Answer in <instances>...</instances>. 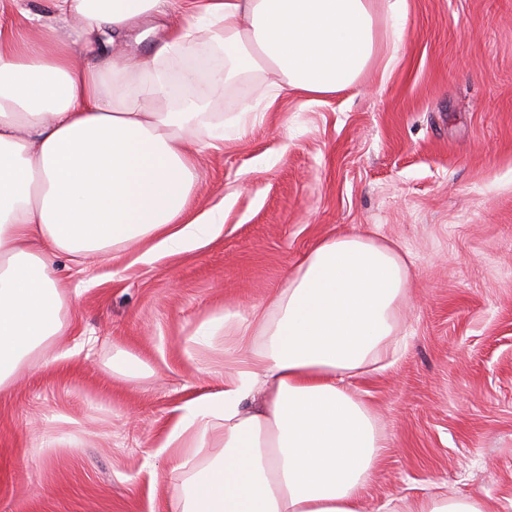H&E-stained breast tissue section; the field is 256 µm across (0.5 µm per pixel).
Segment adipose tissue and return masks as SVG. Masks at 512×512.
Returning <instances> with one entry per match:
<instances>
[{
  "mask_svg": "<svg viewBox=\"0 0 512 512\" xmlns=\"http://www.w3.org/2000/svg\"><path fill=\"white\" fill-rule=\"evenodd\" d=\"M167 0H44L29 40L0 24V391L31 357L55 363L64 285L59 257L144 241L195 248L184 221L195 143L223 124L177 107L165 70L198 37L231 61L312 98L355 87L377 51L375 0H208L148 59L111 57ZM410 283L397 244L351 232L317 243L267 306L224 314L222 389L189 399L153 457L187 467L207 440L222 452L178 492L181 512H361L383 446L350 388L382 361Z\"/></svg>",
  "mask_w": 512,
  "mask_h": 512,
  "instance_id": "1",
  "label": "adipose tissue"
}]
</instances>
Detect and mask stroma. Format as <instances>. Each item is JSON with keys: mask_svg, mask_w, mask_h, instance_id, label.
Returning <instances> with one entry per match:
<instances>
[{"mask_svg": "<svg viewBox=\"0 0 512 512\" xmlns=\"http://www.w3.org/2000/svg\"><path fill=\"white\" fill-rule=\"evenodd\" d=\"M224 138L197 157L189 214L221 232L141 260L59 258L72 359H31L0 392V512H179L189 467L152 457L185 398L220 388L224 332L319 241L371 230L406 253L404 348L351 381L386 435L363 512L436 492L512 512V0H406L394 61L313 102L255 70L211 84ZM134 355L146 365L117 370Z\"/></svg>", "mask_w": 512, "mask_h": 512, "instance_id": "1", "label": "stroma"}]
</instances>
